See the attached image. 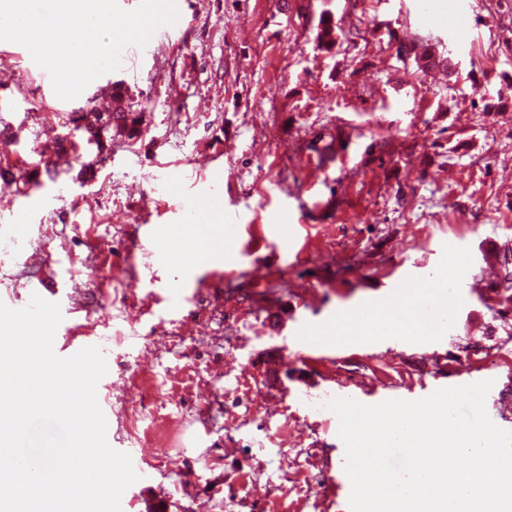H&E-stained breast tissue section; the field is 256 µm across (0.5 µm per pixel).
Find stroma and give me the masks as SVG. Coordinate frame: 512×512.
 Masks as SVG:
<instances>
[{
    "mask_svg": "<svg viewBox=\"0 0 512 512\" xmlns=\"http://www.w3.org/2000/svg\"><path fill=\"white\" fill-rule=\"evenodd\" d=\"M175 41L59 99L24 47L0 41V162L31 170L73 112L124 82L146 106L92 181L78 161L0 198V301L76 302L55 351L103 353L110 446L139 474L122 512H349L339 419L326 404L418 400L493 380L512 431V303L491 292L512 250V0H178ZM336 44L316 46L321 12ZM441 43L423 75L397 42ZM498 109L484 114L483 106ZM343 149L319 164L317 148ZM242 242L213 233L159 256L208 186ZM463 261L447 327L346 344L323 327ZM271 267L258 278L255 270ZM178 281V313L152 291Z\"/></svg>",
    "mask_w": 512,
    "mask_h": 512,
    "instance_id": "1",
    "label": "stroma"
}]
</instances>
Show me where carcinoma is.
<instances>
[{"label":"carcinoma","mask_w":512,"mask_h":512,"mask_svg":"<svg viewBox=\"0 0 512 512\" xmlns=\"http://www.w3.org/2000/svg\"><path fill=\"white\" fill-rule=\"evenodd\" d=\"M334 26L331 19L322 15L319 19L318 32L315 37L316 45L322 50H331L335 39L332 36ZM408 52L413 54V62L417 71L426 74L436 68H451L449 57L439 52L438 46L430 43L410 44ZM114 98L119 100V108L99 112L93 107L85 109L79 115L80 123L70 119L74 126L68 128V132L59 137L56 154L68 156L83 161L85 169L89 170L96 165L101 154L107 149L105 142L112 139V134L126 135L133 139L143 132L144 114L146 108L131 101L127 89L121 83L112 84ZM502 276L496 287L512 288V253L506 251L502 257Z\"/></svg>","instance_id":"carcinoma-1"}]
</instances>
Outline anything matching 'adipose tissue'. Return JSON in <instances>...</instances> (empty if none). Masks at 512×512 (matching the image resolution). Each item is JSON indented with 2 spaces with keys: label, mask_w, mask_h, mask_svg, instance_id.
I'll use <instances>...</instances> for the list:
<instances>
[{
  "label": "adipose tissue",
  "mask_w": 512,
  "mask_h": 512,
  "mask_svg": "<svg viewBox=\"0 0 512 512\" xmlns=\"http://www.w3.org/2000/svg\"><path fill=\"white\" fill-rule=\"evenodd\" d=\"M420 294H404L379 304L371 311L344 315L339 325L369 339L383 336H410L422 339L437 335L439 324L428 321L420 311Z\"/></svg>",
  "instance_id": "adipose-tissue-1"
}]
</instances>
